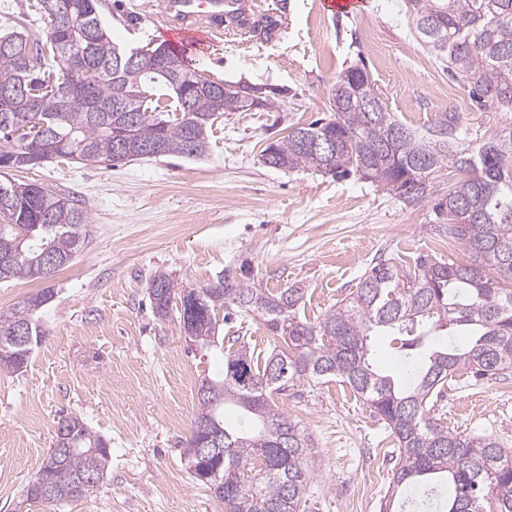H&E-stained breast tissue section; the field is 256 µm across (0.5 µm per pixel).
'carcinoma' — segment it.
<instances>
[{
  "mask_svg": "<svg viewBox=\"0 0 512 512\" xmlns=\"http://www.w3.org/2000/svg\"><path fill=\"white\" fill-rule=\"evenodd\" d=\"M50 24L46 38L23 26L0 34V173L37 166L54 146L55 157L76 162H120L208 152L209 134L226 112L275 107L276 94L249 84L198 87L192 70L169 48L139 65L134 48L118 44L100 16L98 0L78 5L72 27L60 29L40 0ZM425 47L461 81L484 109L512 112V0H408ZM436 16L438 30L419 24ZM81 52L87 75L82 91L60 100L44 88L68 81V55ZM29 52L45 65L31 72L22 61ZM365 70L350 67L336 79L346 90L333 93L334 115L293 130L266 146L282 169L316 171L333 161L335 175H359L382 185L415 207L434 198L438 233L468 247L467 265L450 259H419L400 273L388 261L375 263L356 291L322 319L299 316L303 289L290 286L273 294L244 281L229 288L226 278L197 289L192 342L214 343L215 308L234 305L259 314L267 330L288 346L260 356L245 345L224 357V371L206 378L209 392L198 393V410L188 444L210 437L220 448L210 458H193L194 478L231 512H297L311 475L312 440L299 423L272 400L306 380L336 378L362 397L385 421L403 450L385 509L407 490L426 492L449 483L452 493L436 502L438 512H512V455L487 436L451 432L428 415L432 399L444 392L456 372L493 375L512 366V130L496 139L466 142L457 112H443L428 128L413 130L383 105L366 112L360 101L375 93ZM38 90L35 105L47 125L45 135L11 140L1 127L25 119L17 111L24 93ZM336 138L331 158L310 150L314 136ZM157 142L158 153L148 150ZM0 280L45 279L67 266L90 243L82 208L36 184L0 180ZM51 248L60 262L42 267ZM186 289L158 274L149 284L153 312L166 318L179 305L187 314ZM50 300L43 291L28 297L8 316L0 315V345L28 363L32 345H20L9 330L23 326L33 345L44 336L37 312ZM385 332L400 342L405 369L387 373L372 363V336ZM287 372L284 380L270 367ZM231 406L236 422L224 420ZM56 439L68 448L50 452L26 490L31 502H79L93 494L109 458L107 440L82 417L65 415ZM101 469H93L95 461Z\"/></svg>",
  "mask_w": 512,
  "mask_h": 512,
  "instance_id": "1",
  "label": "carcinoma"
}]
</instances>
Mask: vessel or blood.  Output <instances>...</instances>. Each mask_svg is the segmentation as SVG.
I'll return each mask as SVG.
<instances>
[{
    "label": "vessel or blood",
    "instance_id": "obj_1",
    "mask_svg": "<svg viewBox=\"0 0 512 512\" xmlns=\"http://www.w3.org/2000/svg\"><path fill=\"white\" fill-rule=\"evenodd\" d=\"M250 8L249 0H159V13L168 24L167 38L177 52L194 34L215 44L225 30L245 23Z\"/></svg>",
    "mask_w": 512,
    "mask_h": 512
}]
</instances>
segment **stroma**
I'll list each match as a JSON object with an SVG mask.
<instances>
[{
    "label": "stroma",
    "instance_id": "1",
    "mask_svg": "<svg viewBox=\"0 0 512 512\" xmlns=\"http://www.w3.org/2000/svg\"><path fill=\"white\" fill-rule=\"evenodd\" d=\"M113 40L162 44L163 20L149 0H99ZM254 23L225 31L216 46L187 43L183 55L203 76L284 90L277 110L228 112L199 158L162 157L116 167L57 159L13 172L72 199L92 241L51 278L0 280V314L37 292L45 336L26 368L0 372V512H13L55 442L63 413L81 416L110 443L96 492L39 512H229L190 474L183 451L198 388L222 366L230 337L270 352L275 339L253 312L218 310L215 346L187 342L178 315L152 312L148 285L166 273L200 288L224 271L252 268L270 292L304 288L301 310L321 318L353 292L378 260L413 266L419 256L471 260L434 229L430 204L405 206L356 176L265 166L261 150L331 116L332 88L348 67H364L389 111L423 128L461 111V134L486 140L512 130V112L459 108L468 92L422 46L404 0H369L337 16L323 0H254ZM37 0H6L0 32L49 26ZM372 30L375 45L363 33ZM281 411L314 443L313 473L298 512H381L403 455L386 423L339 380L304 382L275 395ZM449 430L488 436L512 453V368L483 379L458 372L430 411Z\"/></svg>",
    "mask_w": 512,
    "mask_h": 512
}]
</instances>
